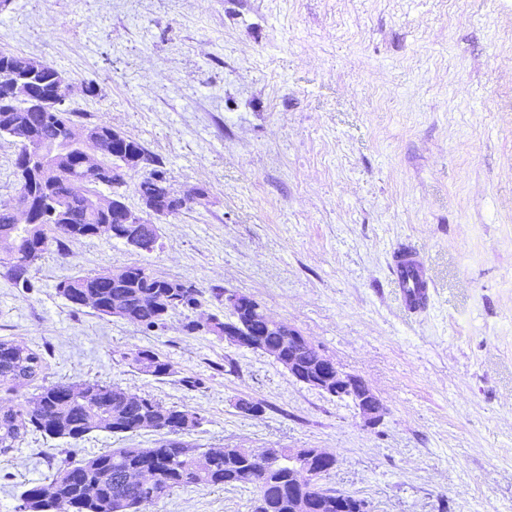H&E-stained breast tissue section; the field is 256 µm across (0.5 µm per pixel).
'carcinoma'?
<instances>
[{
	"label": "carcinoma",
	"mask_w": 512,
	"mask_h": 512,
	"mask_svg": "<svg viewBox=\"0 0 512 512\" xmlns=\"http://www.w3.org/2000/svg\"><path fill=\"white\" fill-rule=\"evenodd\" d=\"M17 55L0 52V103L9 100L17 80L12 67ZM79 128L96 136H112V126L104 121H89L82 112L66 108L60 112H3L0 110V138L16 145L13 162L17 177L15 197L31 195L44 202L39 224H17L7 208H0V268L19 288L33 287L31 271L49 252H61L70 241L84 238L126 241L130 233L142 237L139 251L150 254L159 246L157 221L175 215L183 206H174V191L163 161L138 141L126 136L118 154L97 156L95 165L86 167L79 151H71L60 175L45 182L27 179L25 162L56 142L66 129ZM146 156L151 166L135 185L141 200L158 204L145 224H114L112 215L93 207V200L110 194L125 198L119 188L131 162ZM78 181L82 193H72ZM58 292L74 307H89L101 316L118 318L147 331H161L171 315L192 312L208 301L224 306L223 288L204 290L193 283L162 278L143 265L125 267V277L117 282L99 274L79 273L58 286ZM250 322L262 331L270 315L255 300L230 318L211 314L201 323L190 319L184 329L224 335V322L236 319ZM120 361L145 375L156 378L171 374L172 365L151 348L116 350ZM297 356L303 365L319 361L323 353L314 345H302ZM39 353L0 340V382L24 384L41 372ZM200 425L196 413L178 406H167L152 398L131 393L117 385L98 380L78 383L60 381L26 399L16 410L0 411V452L18 445L28 432H40L53 439L78 441L93 431L134 435L144 429L160 431L193 430ZM247 448H221L199 451L176 437L154 448H113L79 462L62 461L55 467L50 484H31L19 495L17 512H142V507L169 497L177 489L189 487L246 486L256 490L251 512H290L288 478L293 468L288 449L271 448L263 467L249 461ZM149 471L150 482L136 480ZM315 498H341L348 512H360L364 501L350 494L319 487L310 493Z\"/></svg>",
	"instance_id": "obj_1"
}]
</instances>
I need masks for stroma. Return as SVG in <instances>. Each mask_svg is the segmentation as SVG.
Instances as JSON below:
<instances>
[{"label":"stroma","instance_id":"1","mask_svg":"<svg viewBox=\"0 0 512 512\" xmlns=\"http://www.w3.org/2000/svg\"><path fill=\"white\" fill-rule=\"evenodd\" d=\"M1 51L97 80L71 105L207 198L162 222L153 253L83 239L39 261L32 289L0 275V339L44 358L0 407L99 380L197 412L186 440L204 451L322 449L337 458L323 485L369 512H512V0H7ZM401 245L430 273L426 310L401 304ZM135 264L254 299L362 377L382 419L183 315L147 333L57 292ZM142 347L173 375L115 356ZM162 439L28 434L0 453V512L60 461ZM251 497L180 489L145 512H249Z\"/></svg>","mask_w":512,"mask_h":512}]
</instances>
